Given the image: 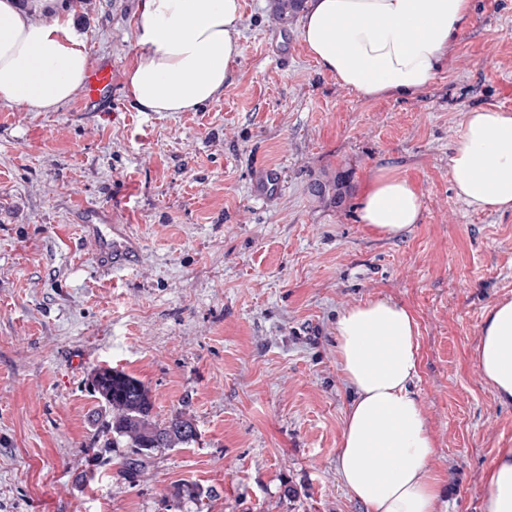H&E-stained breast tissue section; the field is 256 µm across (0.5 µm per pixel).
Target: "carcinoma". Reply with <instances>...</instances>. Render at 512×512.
<instances>
[{"label": "carcinoma", "mask_w": 512, "mask_h": 512, "mask_svg": "<svg viewBox=\"0 0 512 512\" xmlns=\"http://www.w3.org/2000/svg\"><path fill=\"white\" fill-rule=\"evenodd\" d=\"M275 17L288 20L303 0H275ZM350 176L345 171L325 173L310 183L311 195L326 206L340 209L348 196ZM93 392L108 412L103 448H130L125 472L135 471L143 458L161 448H178L197 442L198 430L192 419L181 413L158 422L153 415L154 400L149 387L138 378L112 367L94 370Z\"/></svg>", "instance_id": "carcinoma-1"}]
</instances>
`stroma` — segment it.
<instances>
[{"mask_svg":"<svg viewBox=\"0 0 512 512\" xmlns=\"http://www.w3.org/2000/svg\"><path fill=\"white\" fill-rule=\"evenodd\" d=\"M91 63H112L110 109L0 101V512H364L336 457L352 393L336 315L372 298L419 324L416 391L437 442L448 512L512 448V405L475 363L487 307L512 298V212L468 209L449 148L466 112L512 111V0H477L453 62L414 97L365 99L322 71L300 20L243 0V54L218 100L141 112L128 99L138 0H61ZM394 166L422 198L397 237L358 219L372 172ZM351 175L344 208L309 192ZM101 210L139 252L108 272L83 230ZM112 366L181 412L200 438L97 464L105 414L92 385ZM199 484L202 503L178 501Z\"/></svg>","mask_w":512,"mask_h":512,"instance_id":"1","label":"stroma"}]
</instances>
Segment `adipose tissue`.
Masks as SVG:
<instances>
[{
	"instance_id": "ef3b65f1",
	"label": "adipose tissue",
	"mask_w": 512,
	"mask_h": 512,
	"mask_svg": "<svg viewBox=\"0 0 512 512\" xmlns=\"http://www.w3.org/2000/svg\"><path fill=\"white\" fill-rule=\"evenodd\" d=\"M475 0H306L301 39L313 60L361 97H411L447 63ZM241 0H140L125 90L141 112H188L218 99L243 53ZM89 56L58 0H0V101L52 112L82 89ZM458 199L475 211H512V112H467L450 147ZM421 196L391 166L376 169L360 221L397 236L419 223ZM419 329L405 306L376 298L336 320L337 359L352 391L337 453L346 493L366 512H447L431 463L436 440L413 383ZM475 365L512 404V299L485 314ZM482 512H512V448L499 449L480 487Z\"/></svg>"
}]
</instances>
